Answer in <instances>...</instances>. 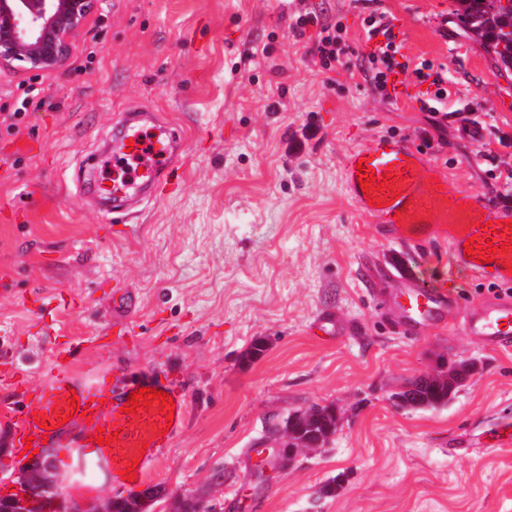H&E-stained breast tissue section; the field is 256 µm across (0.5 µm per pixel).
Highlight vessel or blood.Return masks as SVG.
Wrapping results in <instances>:
<instances>
[{"label":"vessel or blood","mask_w":512,"mask_h":512,"mask_svg":"<svg viewBox=\"0 0 512 512\" xmlns=\"http://www.w3.org/2000/svg\"><path fill=\"white\" fill-rule=\"evenodd\" d=\"M151 112H127L112 125V165L121 167L130 157L144 161L139 175L98 182L97 192L112 201V214L122 218L136 214L144 201L155 198L163 187L175 185L177 159L185 143L175 133L165 137L141 135V127L154 122ZM369 167L375 177L390 173L392 189L378 191L377 205H370L358 181V166ZM348 193L357 208L376 218L379 233L397 246L401 254L392 263L399 289L376 294L399 334L421 336L445 327L454 314H461L468 335L492 350L512 348V298L495 299L459 312L450 293L446 273L426 264L409 266L403 255L425 253L435 245L448 248L451 268L483 279L512 285V250L496 253L492 263L469 259L468 241L499 246L512 239L506 227V212L484 196L462 188L449 176L438 173L407 140L377 136L346 159ZM51 376L38 386H29L16 373L0 374V419L9 427L8 445L24 452L26 445L50 448H96L112 472L113 485H123L121 472L136 461L135 474L144 477L151 466L164 458L180 433L187 401L179 383L149 369L119 372L112 383L101 384L92 375L93 363L82 344L63 342L54 351ZM153 388L166 392L175 404L173 419L148 409L136 415L123 413L133 392ZM79 396V411L65 424H58V411L68 410L70 396ZM115 437L108 445H97L99 431Z\"/></svg>","instance_id":"vessel-or-blood-1"}]
</instances>
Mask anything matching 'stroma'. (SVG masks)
<instances>
[{
	"instance_id": "obj_1",
	"label": "stroma",
	"mask_w": 512,
	"mask_h": 512,
	"mask_svg": "<svg viewBox=\"0 0 512 512\" xmlns=\"http://www.w3.org/2000/svg\"><path fill=\"white\" fill-rule=\"evenodd\" d=\"M410 69L386 91L367 77L366 0H100L63 65L39 75L0 66V370L38 385L54 343L91 339L112 369L177 379L182 432L143 487L153 512L203 499L212 512H512V447L484 438L512 419V349L489 351L460 321L397 334L364 277L392 245L356 209L344 159L373 136L408 138L464 188L492 196L512 169V82L460 28L452 0H380ZM342 24L334 69L313 54L316 27ZM273 45L265 54V45ZM427 61L448 80V127L430 129ZM41 90L20 123L7 118ZM121 112H154L184 133L181 188L116 227L84 166L112 140ZM68 290L82 309L34 315L30 292ZM132 316L113 314V302ZM351 330L310 336L325 311ZM477 364L448 405L397 407L416 377ZM334 405L320 448L262 461L267 428ZM61 498L106 507L128 496L97 456L63 448ZM335 492L326 493L329 482Z\"/></svg>"
}]
</instances>
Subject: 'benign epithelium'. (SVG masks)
<instances>
[{
    "mask_svg": "<svg viewBox=\"0 0 512 512\" xmlns=\"http://www.w3.org/2000/svg\"><path fill=\"white\" fill-rule=\"evenodd\" d=\"M98 0H0V64L19 62L29 72L50 71L68 57L70 39L96 9ZM11 494L34 505L28 478L12 481Z\"/></svg>",
    "mask_w": 512,
    "mask_h": 512,
    "instance_id": "1",
    "label": "benign epithelium"
}]
</instances>
